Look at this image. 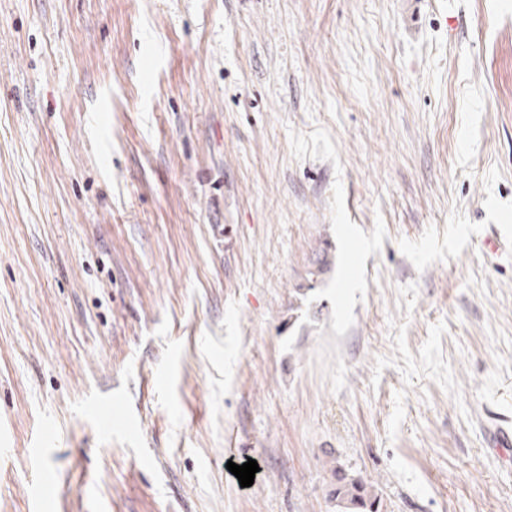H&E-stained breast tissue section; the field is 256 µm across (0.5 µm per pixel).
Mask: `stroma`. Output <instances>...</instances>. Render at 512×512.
<instances>
[{"mask_svg":"<svg viewBox=\"0 0 512 512\" xmlns=\"http://www.w3.org/2000/svg\"><path fill=\"white\" fill-rule=\"evenodd\" d=\"M509 239L512 0H0V512H512ZM328 497L335 504L336 512H385L376 488L339 463L332 469Z\"/></svg>","mask_w":512,"mask_h":512,"instance_id":"1","label":"stroma"}]
</instances>
